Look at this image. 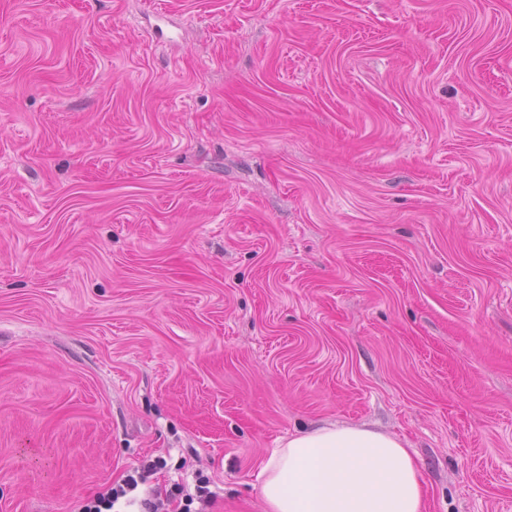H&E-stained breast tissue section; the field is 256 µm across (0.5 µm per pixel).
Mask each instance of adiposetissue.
Returning a JSON list of instances; mask_svg holds the SVG:
<instances>
[{
	"label": "adipose tissue",
	"mask_w": 512,
	"mask_h": 512,
	"mask_svg": "<svg viewBox=\"0 0 512 512\" xmlns=\"http://www.w3.org/2000/svg\"><path fill=\"white\" fill-rule=\"evenodd\" d=\"M266 512H424L422 475L399 438L322 425L273 449L262 471Z\"/></svg>",
	"instance_id": "1"
}]
</instances>
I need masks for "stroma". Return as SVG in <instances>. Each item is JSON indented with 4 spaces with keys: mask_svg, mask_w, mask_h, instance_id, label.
<instances>
[{
    "mask_svg": "<svg viewBox=\"0 0 512 512\" xmlns=\"http://www.w3.org/2000/svg\"><path fill=\"white\" fill-rule=\"evenodd\" d=\"M336 422L512 512V0H0V512Z\"/></svg>",
    "mask_w": 512,
    "mask_h": 512,
    "instance_id": "35a3bbf8",
    "label": "stroma"
}]
</instances>
